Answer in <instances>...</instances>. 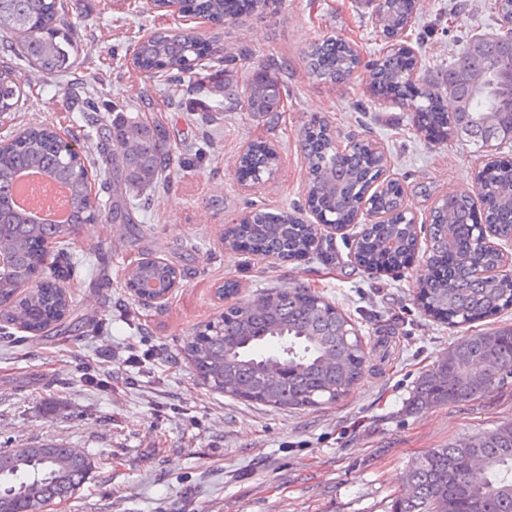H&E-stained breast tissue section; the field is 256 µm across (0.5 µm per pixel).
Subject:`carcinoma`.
I'll use <instances>...</instances> for the list:
<instances>
[{
  "label": "carcinoma",
  "instance_id": "carcinoma-1",
  "mask_svg": "<svg viewBox=\"0 0 512 512\" xmlns=\"http://www.w3.org/2000/svg\"><path fill=\"white\" fill-rule=\"evenodd\" d=\"M67 0H0V114L19 108L18 58L6 54L13 40L24 43L25 54L38 71L59 73L75 53ZM386 33L396 36L417 12V0H383L377 4ZM181 12L202 14L214 21L228 17V0H181ZM203 51L196 38L183 30H158L134 45L131 63L144 71H177L194 67ZM306 66L321 83H339L361 64L357 50L327 38L312 44ZM416 67L412 56L390 50L372 64L373 87L379 94L403 89L408 110L417 116L425 136L441 140L448 134L443 95H449L454 126L481 149L489 139L512 140V34L472 35L443 85L409 81ZM488 75L478 89L469 73ZM225 98L240 104L257 119L284 111L283 88L270 68L257 65L244 93L224 87ZM85 128L61 137L48 124L32 126L0 142V249L11 252L9 268L0 270V330L12 325L33 336L70 328L71 300L56 283L59 274L46 266L47 243L75 234L91 213L112 224H134L141 204L130 191L158 182L175 165L169 135L158 125L125 119L109 121L90 104ZM90 143L93 162L112 173L124 192L112 200L93 195L83 177L86 169L76 145ZM310 172L308 206L326 224L355 221L361 201L382 166L383 153L362 138L355 150L336 158V139L319 122L304 131ZM272 148L251 147L239 157L240 172L254 181L277 169ZM38 169L71 189V213L66 224H44L10 204L14 178L22 170ZM486 189V220L496 223L502 238H512V161L484 167L477 175ZM377 209L401 215L403 197L396 185L370 199ZM426 227L429 274L419 284L422 306L451 326L469 325L512 308V287L473 278L467 267L468 249L478 214L464 194L441 199ZM417 230L408 224H376L359 241L354 257L368 271L403 268L417 247ZM233 247L264 257L304 256L315 249L314 228L288 216L255 211L236 225L227 239ZM179 274L167 262L139 261L127 270L126 285L154 280L168 290ZM41 278L23 297L17 284ZM271 309L253 299H241L218 318L197 328L185 343V353L202 382L231 397L273 408L317 406L349 394L364 377V344L355 326L334 303L305 288L278 291ZM512 378V327L494 334H472L454 345L445 359L425 373L414 400L420 406L446 405L492 393ZM478 455L479 471L467 465ZM92 467L85 455L60 448L52 454L30 456L26 449L0 452V499L12 512H44L56 499L75 495ZM406 480L415 486L411 497H394L391 512H512V424L484 431L459 444L432 448L411 464Z\"/></svg>",
  "mask_w": 512,
  "mask_h": 512
}]
</instances>
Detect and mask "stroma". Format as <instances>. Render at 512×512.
Listing matches in <instances>:
<instances>
[{
	"label": "stroma",
	"mask_w": 512,
	"mask_h": 512,
	"mask_svg": "<svg viewBox=\"0 0 512 512\" xmlns=\"http://www.w3.org/2000/svg\"><path fill=\"white\" fill-rule=\"evenodd\" d=\"M490 0H421L419 24L405 40L422 59L415 82H439L472 33L494 30ZM77 17V48L67 75L24 64L42 85L19 111L0 115V138L27 127L73 128V84L98 90L124 117L160 124L182 158L170 184L149 189L143 238L131 244L125 224H87L66 247L48 254L63 266L62 282L84 326L65 335L0 331V451L53 443L76 448L92 468L75 497L46 512H390L414 459L431 448L464 441L512 423V378L494 393L416 409L424 373L462 337L512 326V310L452 327L417 298L429 247L396 275L376 276L354 260L361 227L332 236L331 255L298 260L258 258L224 244L227 230L254 210L314 223L306 204L309 172L303 131L325 120L338 142L363 133L380 146L387 172L405 189L404 205L424 218L443 196L470 190L485 163L463 136L433 142L416 131L398 100L374 94L370 62L382 43L373 0H270L265 8L220 25L157 7L152 0H68ZM193 31L207 62L244 87L259 62L276 64L288 98L267 123L229 104L220 89L211 105L220 120L187 111L188 80L154 78L135 68L134 41L160 29ZM332 37L349 41L361 64L342 84L310 75L309 46ZM274 148L271 177L242 183L236 161L246 147ZM107 251L104 270L74 258ZM157 257L184 271L161 304L138 300L123 284L134 259ZM235 284L237 296L224 293ZM305 286L335 303L366 343L361 384L333 403L274 409L234 399L203 385L183 352L196 327L235 297L268 296Z\"/></svg>",
	"instance_id": "1"
}]
</instances>
